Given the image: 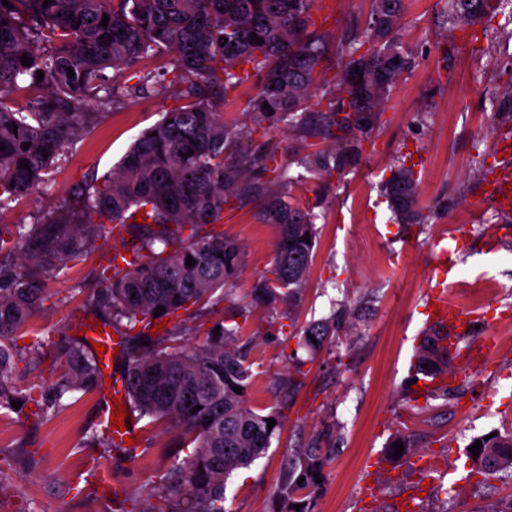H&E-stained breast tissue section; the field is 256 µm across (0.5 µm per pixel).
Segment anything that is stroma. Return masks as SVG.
<instances>
[{"instance_id":"1","label":"stroma","mask_w":512,"mask_h":512,"mask_svg":"<svg viewBox=\"0 0 512 512\" xmlns=\"http://www.w3.org/2000/svg\"><path fill=\"white\" fill-rule=\"evenodd\" d=\"M446 10V0H406L401 40L415 63L393 86L357 165L319 178L298 164L308 139L280 135L292 161L291 194L318 216L317 246L295 307L252 304L255 284L273 267L277 230L257 223L251 208L224 212L222 229L243 251L234 300L248 308L238 343L252 370L249 403L277 409L282 420L266 453L228 479L226 512H271L284 457L314 441L330 451L317 512H400V497L417 485L411 465L391 454L398 434L413 439L423 464L446 473L441 486L416 498L417 512H501L512 496V479L479 483L468 458L475 437L512 431V327L496 323L499 351L477 380L449 376L456 390L449 401L418 411L409 384L414 349L431 329L425 306L436 253H448L455 301L475 302L479 313L512 307V215L481 195L494 144L512 131V12L488 23L477 53L463 34H451ZM176 105L160 94L98 116L51 185L0 211V222L29 225L56 210L88 176L108 173L139 134ZM413 153L420 202L431 221L397 224L382 183L399 158ZM121 250L120 236L106 232L92 255L69 262L47 282L49 298L26 333L45 344L19 363V389L51 388L59 343L92 321L88 303L97 278ZM330 318L336 321L331 343L314 352L300 346L308 322ZM125 359L117 353L99 390L74 393L69 406L49 418L37 419L29 406L0 411V512H166V501L146 498L145 489L189 455L179 429L136 421L133 458L123 446L89 445L112 405ZM482 395L491 413L477 408ZM467 401L475 408L461 431L456 412ZM374 458L385 465L369 497L361 487Z\"/></svg>"}]
</instances>
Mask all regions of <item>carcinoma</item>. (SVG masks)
Returning <instances> with one entry per match:
<instances>
[{
    "label": "carcinoma",
    "mask_w": 512,
    "mask_h": 512,
    "mask_svg": "<svg viewBox=\"0 0 512 512\" xmlns=\"http://www.w3.org/2000/svg\"><path fill=\"white\" fill-rule=\"evenodd\" d=\"M8 2L9 8L0 2V94H15L20 103L13 107L0 97V209L47 186L48 173L96 118L86 111L88 102L107 109L163 89L181 104L146 129L103 180L84 181L71 200L29 226L0 224V409L13 410V401L32 403L43 420L64 409L72 392L99 388L98 358L77 340L59 346L60 374L48 393L22 392L15 376L23 352L42 345L36 340L20 347L17 340L50 298L45 282L94 252L107 220L128 235L130 255L118 273L101 276L90 311L132 350L122 375L131 409L178 427L194 445L149 495L172 501L170 512H225L227 479L269 448L281 417L248 403L252 373L237 349L240 325L218 323L219 333L207 329L199 347L183 345L195 332L190 326L175 324L154 336L149 330L179 310L200 317L217 302L232 300L241 247L206 229L224 219L225 208L257 201L260 223L278 229L273 278L252 291L253 302L267 307L298 300L317 230L316 215L291 196L290 163L280 142L270 137L257 150L241 149L242 130L224 122L213 97L251 85L246 107L255 129L265 136L279 127L315 126L337 148L312 151L298 164L325 178L341 173L361 159L391 88L414 63L400 37L404 0H370L364 28L332 51L315 18L323 0ZM507 4L448 2L455 26L472 29L475 41L473 27ZM253 33L263 42L252 40ZM24 55L31 65L21 63ZM316 92L319 109L309 112L306 102ZM383 191L397 223H427L414 166L400 162ZM141 211L146 220L138 223ZM333 335L332 321H313L303 329L302 344L319 350ZM439 339L436 333L422 337L415 378L448 373V350ZM449 393L440 383L417 409L446 402ZM269 418L276 420L270 429ZM479 440L472 474L484 482L512 475V433ZM326 463L322 448L294 449L283 460L273 512H314L321 487L316 477H324Z\"/></svg>",
    "instance_id": "1"
}]
</instances>
